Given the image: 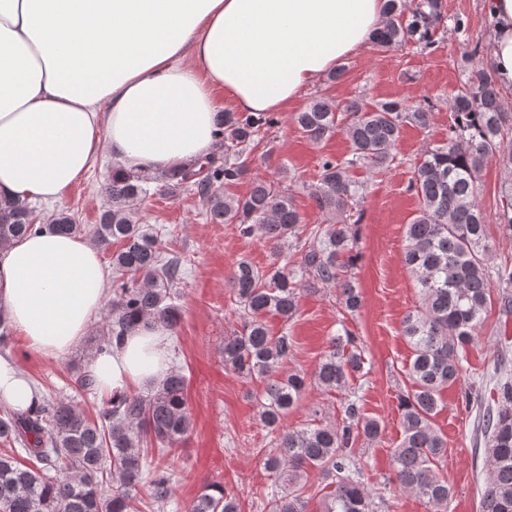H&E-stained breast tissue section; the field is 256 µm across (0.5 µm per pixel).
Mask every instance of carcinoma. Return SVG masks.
Returning <instances> with one entry per match:
<instances>
[{
    "instance_id": "obj_1",
    "label": "carcinoma",
    "mask_w": 512,
    "mask_h": 512,
    "mask_svg": "<svg viewBox=\"0 0 512 512\" xmlns=\"http://www.w3.org/2000/svg\"><path fill=\"white\" fill-rule=\"evenodd\" d=\"M384 27L372 38L378 48L412 43L421 52L435 50V32L448 21L443 0H385ZM448 139L426 147L413 166L408 190L418 210L405 233L404 263L414 278L420 305L402 322L411 349L407 374L411 391L400 397L402 439L391 455L390 481L424 500L429 512H448L453 488L439 472L448 441L436 427L441 394L455 383L466 348L482 322L492 282L502 288L500 308L512 312V265L490 272L486 218L478 204V176L493 160L503 173L502 232L512 236V132L491 65L467 71L453 95ZM428 98L369 103L362 96L338 102L316 96L293 121L303 135L319 143L342 132L349 142L344 157L324 156L318 182L309 195L323 225L303 226L288 189L255 183L245 197L228 191L247 175V160L260 134L278 124L272 112H225L217 119V144L224 164L203 162L169 170L112 174L104 186L111 205L102 210L94 241L112 252V305L103 318L96 351L120 343L140 324L171 329L178 322L175 288L182 260L159 247L143 224L141 202L155 191L192 192L206 205L213 224H234L242 238L261 236L273 245V260L262 270L241 258L232 274L240 327L224 337V366L246 380L262 382L253 393L260 423L275 434L276 446L264 459L273 476L267 491L268 512H308L304 479L311 469L331 479L323 512H373L363 484L357 451L380 438L379 420L363 413L350 390L362 376L364 358L356 337L340 322L312 375L281 369L293 357L296 342L284 332L270 334L267 316L292 321L301 291L336 289L342 316L355 315L362 295L353 276L360 259L356 228L364 220L365 182L351 169L387 170L402 129L425 128L433 116ZM54 226L82 233L65 211ZM42 228L26 201L0 200V250ZM341 392L340 418L326 420L314 410L300 428L286 431L282 421L310 386ZM185 378L171 372L146 395L122 394L106 401L92 419L75 406L43 396L33 409L0 415V512H140L139 487H147L158 509L172 498V470L158 461L177 447L192 423ZM499 409L482 413L481 430L489 476L480 512H512V380L497 386ZM191 512H240L237 495L220 483L204 486Z\"/></svg>"
}]
</instances>
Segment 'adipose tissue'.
I'll return each mask as SVG.
<instances>
[{"label":"adipose tissue","instance_id":"adipose-tissue-1","mask_svg":"<svg viewBox=\"0 0 512 512\" xmlns=\"http://www.w3.org/2000/svg\"><path fill=\"white\" fill-rule=\"evenodd\" d=\"M385 0H0V198L61 201L99 149L118 168L208 157L217 101L281 112L358 56ZM498 83L512 87V0H487ZM108 300L98 249L42 228L0 251V311L35 352L60 357ZM163 328H139L89 364L122 393L169 371ZM36 391L0 356V405Z\"/></svg>","mask_w":512,"mask_h":512}]
</instances>
